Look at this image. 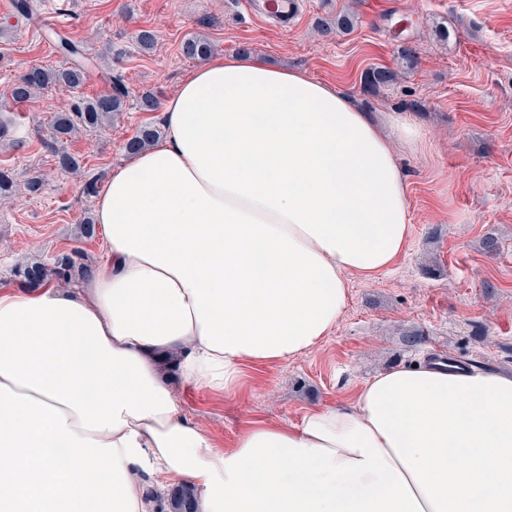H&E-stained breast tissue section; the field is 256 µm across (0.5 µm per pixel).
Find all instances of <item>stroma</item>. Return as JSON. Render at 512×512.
<instances>
[{
	"label": "stroma",
	"instance_id": "35a3bbf8",
	"mask_svg": "<svg viewBox=\"0 0 512 512\" xmlns=\"http://www.w3.org/2000/svg\"><path fill=\"white\" fill-rule=\"evenodd\" d=\"M303 0L295 27L281 30L249 16L236 0H69L62 32L122 75L127 108L110 127L81 131L66 150L80 168L60 169L49 147V120L68 97L57 89L17 103L15 80L31 66L63 59L45 29L17 20L0 0V119L14 141L0 144V168L17 181L46 177L43 192L0 205V286L24 283L16 266L73 252L100 263L101 231L84 237L80 223L95 212L86 180L106 182L128 162L124 146L159 121L141 111L140 95L173 96L198 66L182 52L192 36L213 54H250L300 69L350 96L361 109L411 115L426 134L417 152L401 150L410 183L411 236L403 256L371 280L348 279L349 302L335 332L320 346L273 365L247 367L237 389L215 393L165 374L174 394L218 447H232L250 423L290 424L310 409L350 401L374 374L446 351L479 370L512 374V0ZM157 36L138 49L139 31ZM414 51L413 60L400 53ZM372 68L393 80L367 90ZM499 249L487 253L485 238ZM422 337L415 348L405 334Z\"/></svg>",
	"mask_w": 512,
	"mask_h": 512
}]
</instances>
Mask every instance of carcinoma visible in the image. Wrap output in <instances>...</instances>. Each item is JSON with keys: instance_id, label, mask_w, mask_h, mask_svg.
I'll list each match as a JSON object with an SVG mask.
<instances>
[{"instance_id": "carcinoma-1", "label": "carcinoma", "mask_w": 512, "mask_h": 512, "mask_svg": "<svg viewBox=\"0 0 512 512\" xmlns=\"http://www.w3.org/2000/svg\"><path fill=\"white\" fill-rule=\"evenodd\" d=\"M15 13L33 20L37 17V0H13ZM56 48L70 59L69 65L60 68L34 66L25 71L12 89V98L18 102L31 99L35 92L49 88L78 89L94 76L100 69L97 59L89 56L84 47L59 34ZM183 52L191 58H205L212 52L211 45L202 39L190 38L183 44ZM110 91L91 98L79 97L69 107L54 114L51 121L53 145L56 160L65 169L79 168L76 159L62 147L65 139L84 129H102L125 110L128 89L119 74L108 75ZM160 128L145 126L125 144L129 155H135L150 147L160 138ZM89 272L86 263L79 262L75 256L65 255L58 259L56 265L49 267L40 261H34L16 269L15 275L22 278L29 286H37L50 277L70 280L77 274L84 276ZM195 493L188 486L174 490L168 500L169 512H194Z\"/></svg>"}]
</instances>
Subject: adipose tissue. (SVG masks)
I'll use <instances>...</instances> for the list:
<instances>
[{
	"label": "adipose tissue",
	"mask_w": 512,
	"mask_h": 512,
	"mask_svg": "<svg viewBox=\"0 0 512 512\" xmlns=\"http://www.w3.org/2000/svg\"><path fill=\"white\" fill-rule=\"evenodd\" d=\"M160 117L97 199L104 262L67 289L0 287V512H155L144 472L192 486L197 512H512V375L389 369L230 448L162 375L173 355L229 393L330 336L348 276L407 248L394 147L419 127L245 55L204 61Z\"/></svg>",
	"instance_id": "1"
}]
</instances>
